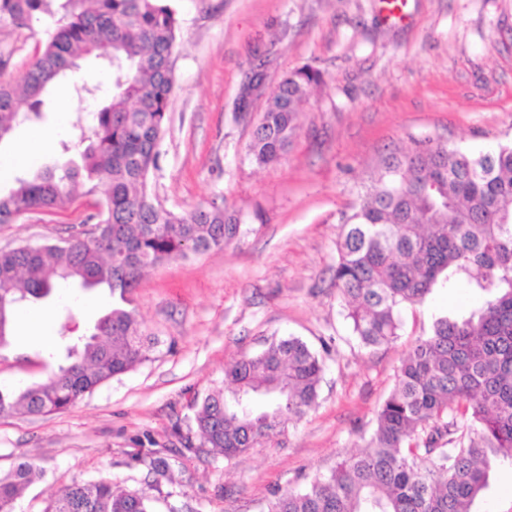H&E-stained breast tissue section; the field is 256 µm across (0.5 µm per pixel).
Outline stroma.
I'll use <instances>...</instances> for the list:
<instances>
[{"label":"stroma","mask_w":512,"mask_h":512,"mask_svg":"<svg viewBox=\"0 0 512 512\" xmlns=\"http://www.w3.org/2000/svg\"><path fill=\"white\" fill-rule=\"evenodd\" d=\"M181 33L175 89L152 191L178 213L218 199L242 215L224 249L145 270L134 304L158 345L150 361L46 415L0 417V475L24 458L42 470L17 502L43 512L62 486L108 480L161 490L156 512H265L272 492L328 474L369 438L396 382L403 352L435 317L475 308L465 283L437 288L401 313L397 340L363 347L331 285L340 213L377 162L416 141L471 151L512 141V0H406L405 20L381 0H175ZM54 25L0 26V58L17 73ZM265 86L250 119L234 105L255 65ZM324 83L299 114L298 135L279 162L246 157L265 96L301 66ZM61 209L0 224V247L40 244L87 224L102 187L81 185ZM109 304L106 290L37 305L44 336L14 333L0 350V385L40 383L56 370L63 325L84 334ZM296 336L312 348L331 339L317 406L278 441L232 460L200 447L197 401L222 387L224 369L266 340ZM166 451L164 473L139 462L149 443Z\"/></svg>","instance_id":"obj_1"}]
</instances>
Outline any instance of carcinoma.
<instances>
[{"mask_svg": "<svg viewBox=\"0 0 512 512\" xmlns=\"http://www.w3.org/2000/svg\"><path fill=\"white\" fill-rule=\"evenodd\" d=\"M42 14L56 26L34 61L17 77L0 70V142L40 118L50 89L87 56L112 62V91L91 122L73 124L85 144L81 163L17 179L0 196V224L64 207L85 181L105 190L90 229L0 249V348L25 302L70 285L106 286L112 307L46 381L0 388L1 417L59 412L148 361L154 340L131 298L142 271L222 250L241 233L240 215L214 202L178 214L149 192L174 91L180 22L172 0H0V25L25 28ZM323 83L309 66L280 81L246 146L252 164L283 156L298 135V112ZM340 223L332 284L365 347L392 344L401 310L435 288L463 281L480 306L436 318L431 334L404 351L362 451L302 488L274 493L267 512H477L492 466H512V144L469 152L415 142L380 159ZM321 349L278 339L226 368L224 387L208 392L195 416L202 445L230 460L300 420L318 402L330 343ZM142 461L167 469L157 449ZM38 475L23 461L0 478V512H14ZM154 490L74 482L44 512H154Z\"/></svg>", "mask_w": 512, "mask_h": 512, "instance_id": "1", "label": "carcinoma"}]
</instances>
